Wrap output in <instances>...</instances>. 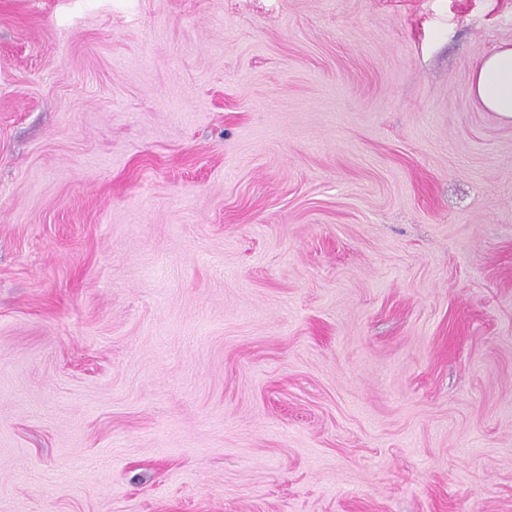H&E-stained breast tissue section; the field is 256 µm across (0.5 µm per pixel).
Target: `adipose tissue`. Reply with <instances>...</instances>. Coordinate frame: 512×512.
<instances>
[{
  "mask_svg": "<svg viewBox=\"0 0 512 512\" xmlns=\"http://www.w3.org/2000/svg\"><path fill=\"white\" fill-rule=\"evenodd\" d=\"M472 92L489 111L512 121V47L481 56L472 75Z\"/></svg>",
  "mask_w": 512,
  "mask_h": 512,
  "instance_id": "adipose-tissue-1",
  "label": "adipose tissue"
}]
</instances>
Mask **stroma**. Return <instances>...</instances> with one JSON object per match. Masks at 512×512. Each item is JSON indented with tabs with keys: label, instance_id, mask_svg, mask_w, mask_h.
<instances>
[{
	"label": "stroma",
	"instance_id": "stroma-1",
	"mask_svg": "<svg viewBox=\"0 0 512 512\" xmlns=\"http://www.w3.org/2000/svg\"><path fill=\"white\" fill-rule=\"evenodd\" d=\"M512 0H0V512H512ZM472 92L490 112L512 121V47L503 46L480 57L472 75Z\"/></svg>",
	"mask_w": 512,
	"mask_h": 512
}]
</instances>
